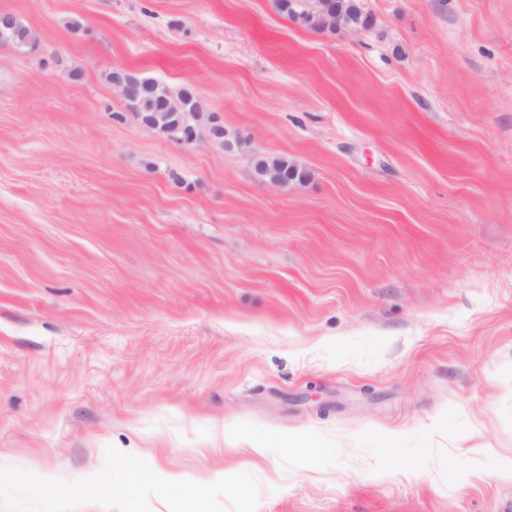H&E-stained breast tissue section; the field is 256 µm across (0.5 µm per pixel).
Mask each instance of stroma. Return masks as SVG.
Listing matches in <instances>:
<instances>
[{"mask_svg": "<svg viewBox=\"0 0 512 512\" xmlns=\"http://www.w3.org/2000/svg\"><path fill=\"white\" fill-rule=\"evenodd\" d=\"M363 3L0 0L39 42L0 43V467L112 445L250 473L257 512H512V0ZM118 68L240 147L143 128ZM329 1H334L336 10V1L338 2L339 25L343 28L357 27L370 29L372 23L371 15L364 8L362 0H313L309 8L298 10L296 2L298 0H276L277 9L293 21L301 22L304 26L313 30H332V27L326 23V13L333 8ZM255 171L262 180L270 181L279 173H290L291 179H303L297 168L291 165L287 159L282 157H262L257 159L255 163Z\"/></svg>", "mask_w": 512, "mask_h": 512, "instance_id": "1", "label": "stroma"}]
</instances>
